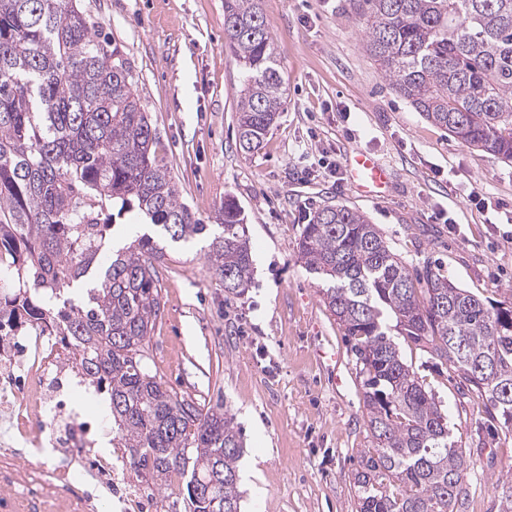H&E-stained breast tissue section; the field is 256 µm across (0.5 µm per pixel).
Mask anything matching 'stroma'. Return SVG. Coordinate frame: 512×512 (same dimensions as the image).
Listing matches in <instances>:
<instances>
[{"instance_id": "1", "label": "stroma", "mask_w": 512, "mask_h": 512, "mask_svg": "<svg viewBox=\"0 0 512 512\" xmlns=\"http://www.w3.org/2000/svg\"><path fill=\"white\" fill-rule=\"evenodd\" d=\"M93 32L122 48L179 200L202 223L242 209L252 283L225 296L208 241L163 239L161 305L147 362L167 387L234 417L245 512H356L352 471L371 446L355 359L299 261L310 210L341 204L376 224L409 269L434 268L512 306V163L470 147L399 97L362 46L352 0H262L286 87L263 147L236 148L241 74L224 44V0H80ZM372 154L391 190L353 189L345 164ZM478 191L484 201L469 199ZM338 355L328 370L320 351ZM404 361L470 451L467 512H499L512 423L490 417L449 364L401 344ZM262 497H254L253 488Z\"/></svg>"}]
</instances>
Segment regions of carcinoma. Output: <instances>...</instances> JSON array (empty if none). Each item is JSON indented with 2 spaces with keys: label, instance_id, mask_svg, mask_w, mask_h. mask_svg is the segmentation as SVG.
Instances as JSON below:
<instances>
[{
  "label": "carcinoma",
  "instance_id": "carcinoma-1",
  "mask_svg": "<svg viewBox=\"0 0 512 512\" xmlns=\"http://www.w3.org/2000/svg\"><path fill=\"white\" fill-rule=\"evenodd\" d=\"M364 50L436 127L512 162V0H357ZM224 39L242 67L238 147L259 150L283 110L262 0H224ZM122 49L97 41L75 0H0V337L67 340L107 395L112 433L137 476L184 493L186 512H241V434L221 405L166 388L144 347L161 315L165 249L149 234L107 250L113 210L137 209L173 241L208 237L228 296L251 284L244 216L218 230L179 202ZM298 254L350 345L373 450L352 472L357 512H464L467 453L394 337L446 361L459 384L512 422V306L437 273L420 291L376 225L322 205ZM80 301L67 293L91 273Z\"/></svg>",
  "mask_w": 512,
  "mask_h": 512
}]
</instances>
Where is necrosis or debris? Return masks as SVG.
I'll use <instances>...</instances> for the list:
<instances>
[{"mask_svg":"<svg viewBox=\"0 0 512 512\" xmlns=\"http://www.w3.org/2000/svg\"><path fill=\"white\" fill-rule=\"evenodd\" d=\"M94 389L58 338H0V512H95L89 485L113 512H147L139 483L123 477L121 450H96L86 404Z\"/></svg>","mask_w":512,"mask_h":512,"instance_id":"necrosis-or-debris-1","label":"necrosis or debris"}]
</instances>
